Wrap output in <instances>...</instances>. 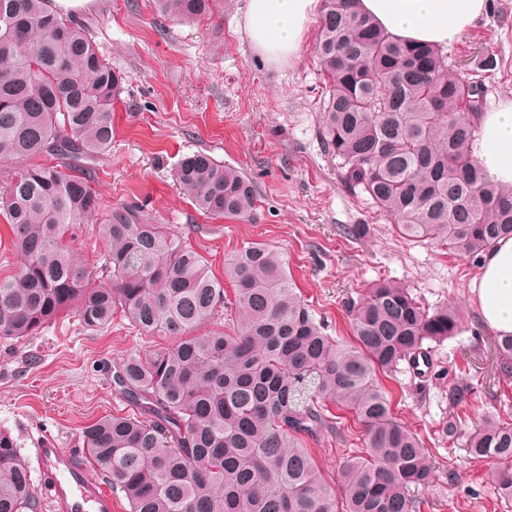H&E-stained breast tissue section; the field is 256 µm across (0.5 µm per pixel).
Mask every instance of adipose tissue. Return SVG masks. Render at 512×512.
Instances as JSON below:
<instances>
[{"label": "adipose tissue", "mask_w": 512, "mask_h": 512, "mask_svg": "<svg viewBox=\"0 0 512 512\" xmlns=\"http://www.w3.org/2000/svg\"><path fill=\"white\" fill-rule=\"evenodd\" d=\"M318 0H248L244 27L255 51L271 61L297 55ZM487 0H356L357 8L392 38L445 48L483 14ZM472 154L489 179L512 186V100L480 113ZM484 324L512 333V238L483 253L471 283Z\"/></svg>", "instance_id": "ef3b65f1"}]
</instances>
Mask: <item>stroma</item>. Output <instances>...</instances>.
I'll list each match as a JSON object with an SVG mask.
<instances>
[{
	"instance_id": "obj_1",
	"label": "stroma",
	"mask_w": 512,
	"mask_h": 512,
	"mask_svg": "<svg viewBox=\"0 0 512 512\" xmlns=\"http://www.w3.org/2000/svg\"><path fill=\"white\" fill-rule=\"evenodd\" d=\"M247 3L216 0L211 15L194 22L162 16L155 0H91L78 10L76 21L125 79L112 149L91 165L92 180L107 204L134 208L188 238L216 277L250 243L278 250L327 334L341 340L353 338L349 304L378 280L408 288L426 308H456L457 331L432 345L428 361L400 362L379 380L397 420L429 451L434 512H512L489 465L467 456L466 431L445 433L459 411L456 389L512 420V378L496 374L494 333L471 293L479 255L404 237L366 195L344 187L318 137L326 80L315 56L316 21L308 22L296 57L269 61L243 29ZM447 53L455 72L481 81L485 111L512 99V0H487ZM197 150L253 182L252 220H213L196 210L174 168ZM353 224L365 226L361 239L344 235ZM166 343L140 335L121 316L101 333L66 318L28 342L0 343V429L26 456L46 431L66 445L81 441L83 428L100 416L131 410L112 389V363ZM336 417L337 431L307 442L331 480L338 460L363 449L354 417L341 410Z\"/></svg>"
}]
</instances>
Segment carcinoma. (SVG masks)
Wrapping results in <instances>:
<instances>
[{
  "mask_svg": "<svg viewBox=\"0 0 512 512\" xmlns=\"http://www.w3.org/2000/svg\"><path fill=\"white\" fill-rule=\"evenodd\" d=\"M179 21L212 0H157ZM315 52L329 80L318 136L341 181L397 219L398 230L465 253L512 238V188L486 176L470 145L483 86L448 69L438 47L390 38L354 6L322 0ZM123 78L86 26L45 0H0V163L13 170L0 218L21 262L0 277V341L32 339L61 317L92 332L121 313L171 344L121 359L113 382L136 408L86 426L94 464L129 512H423L433 480L427 449L394 416L377 375L453 335L455 309L429 311L408 289L378 282L350 310L354 344L327 335L296 291L284 257L256 243L224 265L231 282L163 224L105 209L88 164L112 148ZM174 177L203 213L248 219L252 183L203 150ZM94 222L100 270L72 242ZM233 318L221 325V315ZM497 370L512 376V334L494 337ZM351 413L365 452L331 485L306 439ZM468 451L492 464L512 500V423L486 417ZM0 512H41L31 469L0 430Z\"/></svg>",
  "mask_w": 512,
  "mask_h": 512,
  "instance_id": "obj_1",
  "label": "carcinoma"
}]
</instances>
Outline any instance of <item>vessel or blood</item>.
<instances>
[{
    "mask_svg": "<svg viewBox=\"0 0 512 512\" xmlns=\"http://www.w3.org/2000/svg\"><path fill=\"white\" fill-rule=\"evenodd\" d=\"M40 489L53 512H112L109 487L90 478L81 462L82 448L63 447L55 436L42 434L33 450Z\"/></svg>",
    "mask_w": 512,
    "mask_h": 512,
    "instance_id": "vessel-or-blood-1",
    "label": "vessel or blood"
}]
</instances>
